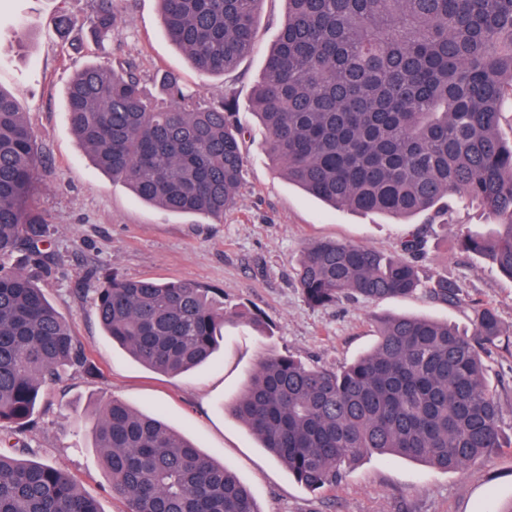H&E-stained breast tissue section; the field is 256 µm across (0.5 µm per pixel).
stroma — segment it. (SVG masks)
Segmentation results:
<instances>
[{
	"label": "stroma",
	"mask_w": 512,
	"mask_h": 512,
	"mask_svg": "<svg viewBox=\"0 0 512 512\" xmlns=\"http://www.w3.org/2000/svg\"><path fill=\"white\" fill-rule=\"evenodd\" d=\"M91 6L92 0H0V88L25 112L43 162L31 198L49 221L51 264L35 281L91 361L90 369H70L40 394L35 415L19 434L27 446L25 459L62 464L102 512H122L91 435L97 404L114 397L135 410L160 414L232 470L258 512H507L512 448L452 472L366 454L336 487L311 492L229 411L268 354L348 365L375 343L379 320L394 315L445 320L464 331L471 327L469 314L422 294L319 308L303 299L295 268L312 242L334 239L393 254L413 227L331 209L292 185L269 158L251 97L284 19L285 0H263L255 49L234 70L207 80L168 39L157 0H124L121 35L111 51L100 49L86 30L74 31L68 40L57 34L60 13L83 20ZM113 55L134 59L148 81L173 71L204 97L235 94L237 121L251 128L252 139L237 204L223 217L179 215L143 204L91 163L68 122L66 90L77 69L107 63ZM477 225L475 214L458 211L448 223L429 226L422 272L457 282L492 304L512 328V281L455 248L458 229ZM109 274L187 279L216 292L228 317L213 358L175 378L132 360L98 321L96 290ZM487 376L511 439L512 344L493 354Z\"/></svg>",
	"instance_id": "35a3bbf8"
}]
</instances>
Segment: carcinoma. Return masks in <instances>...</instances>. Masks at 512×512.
Masks as SVG:
<instances>
[{
	"label": "carcinoma",
	"mask_w": 512,
	"mask_h": 512,
	"mask_svg": "<svg viewBox=\"0 0 512 512\" xmlns=\"http://www.w3.org/2000/svg\"><path fill=\"white\" fill-rule=\"evenodd\" d=\"M165 31L197 73L222 76L255 47L263 0H158ZM252 98L266 150L288 181L337 210L446 223L477 213L458 251L512 281V0H286ZM119 0H92L98 46L119 37ZM149 96L137 65L118 57L75 73L71 129L97 167L142 201L177 214L221 216L236 202L245 130L226 96L205 99L179 74ZM34 134L0 88V512H102L65 467L10 453L40 391L88 357L29 267L50 258L45 214L30 203ZM416 232L386 256L325 240L303 252L305 300L375 302L421 293L471 312L472 328L391 317L377 342L334 370L291 354L267 356L231 414L316 491L336 486L367 452L462 470L504 442L486 360L509 335L495 307L448 278L422 276ZM99 321L142 366L177 376L206 363L224 329V301L191 280L111 276ZM123 512H256L247 488L162 419L112 399L92 425Z\"/></svg>",
	"instance_id": "cac0c4a2"
}]
</instances>
